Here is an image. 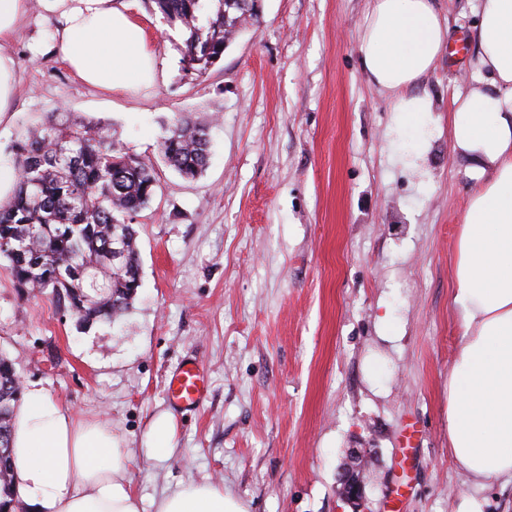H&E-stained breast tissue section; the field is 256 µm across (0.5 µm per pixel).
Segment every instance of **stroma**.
Wrapping results in <instances>:
<instances>
[{"label": "stroma", "mask_w": 512, "mask_h": 512, "mask_svg": "<svg viewBox=\"0 0 512 512\" xmlns=\"http://www.w3.org/2000/svg\"><path fill=\"white\" fill-rule=\"evenodd\" d=\"M367 0H261L205 75L182 68V30L134 0L153 85L107 92L56 55L58 23L31 5L9 42L18 84L0 114V165L53 112L108 122L154 158L158 187L133 215L142 283L112 322L81 324L0 270V352L132 454L143 512L177 484L207 481L248 512H353L339 477L353 448L363 512H512V486L473 487L448 446V375L462 336L453 303L461 220L472 190L448 113L478 77L482 0H436L463 55L441 54L421 91L434 105L418 159L403 156L389 96L356 54ZM208 126L203 175L159 158L164 125ZM186 358L204 366L197 411L167 399ZM173 416L172 452L148 456L155 418ZM419 435L405 443V424Z\"/></svg>", "instance_id": "stroma-1"}]
</instances>
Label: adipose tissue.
<instances>
[{"mask_svg": "<svg viewBox=\"0 0 512 512\" xmlns=\"http://www.w3.org/2000/svg\"><path fill=\"white\" fill-rule=\"evenodd\" d=\"M58 18L57 51L84 83L125 92L152 82L146 31L125 0H39ZM28 0H0V113L10 111L15 60L5 46ZM486 83L457 99L448 122L456 153L473 165L453 302L463 333L448 376V444L474 487L512 478V0H483L476 31ZM449 44L435 0H368L357 54L391 99L404 133L432 111L418 83ZM17 493L32 512H140L132 461L111 429L29 387L12 420ZM156 512H247L208 482L180 484Z\"/></svg>", "mask_w": 512, "mask_h": 512, "instance_id": "adipose-tissue-1", "label": "adipose tissue"}]
</instances>
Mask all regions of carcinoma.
<instances>
[{
	"label": "carcinoma",
	"instance_id": "obj_1",
	"mask_svg": "<svg viewBox=\"0 0 512 512\" xmlns=\"http://www.w3.org/2000/svg\"><path fill=\"white\" fill-rule=\"evenodd\" d=\"M171 28L186 34L184 69L202 76L224 56L243 27L257 18L254 0H241L225 21L224 0H147ZM208 129L189 118L165 128L159 152L187 178L208 164ZM17 188L0 203V261L20 288L49 293L81 323L112 322L141 285L136 230L128 218L143 209L157 185L155 163L116 145L102 122L72 123L52 112L17 144ZM123 257L112 262V241ZM20 378L0 354V450L11 451V421L21 401ZM12 464L0 467V505L14 508Z\"/></svg>",
	"mask_w": 512,
	"mask_h": 512
}]
</instances>
